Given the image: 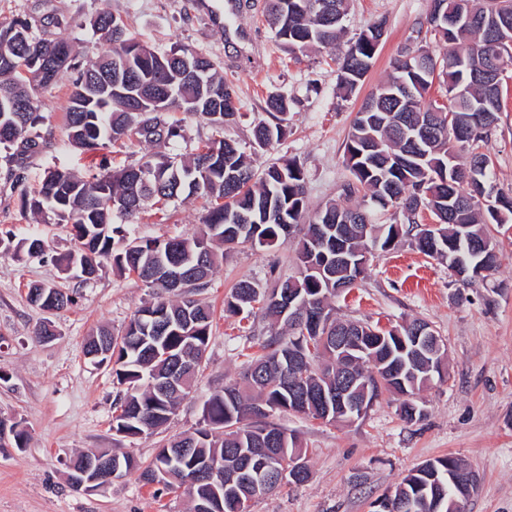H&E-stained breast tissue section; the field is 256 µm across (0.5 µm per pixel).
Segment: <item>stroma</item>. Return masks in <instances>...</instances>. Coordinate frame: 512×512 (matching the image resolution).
<instances>
[{"instance_id": "obj_1", "label": "stroma", "mask_w": 512, "mask_h": 512, "mask_svg": "<svg viewBox=\"0 0 512 512\" xmlns=\"http://www.w3.org/2000/svg\"><path fill=\"white\" fill-rule=\"evenodd\" d=\"M347 3L345 40H355L374 21L386 26L371 71L348 99L337 91L342 47L289 51L265 21L266 0H234L230 9L225 0H0V27L22 19L43 37L67 39L80 54L93 56L104 43L93 36L90 22L105 9L156 49L185 46L209 57L233 82L239 115L220 128L183 112L169 113V120L185 129L184 154L226 136L249 147L252 122L264 116L268 95L287 96V135L273 150L256 152L254 160L260 167L279 158L297 160L314 210L332 200L346 204L343 153L352 120L363 98L386 79L400 46L428 9V0ZM71 88L66 76L42 96L41 153L20 165L0 158V234L17 240L37 234L48 244L39 257L0 250V418L22 421L29 434L26 448L0 444V512H190L185 489L159 490L133 474L96 492L74 491L68 464L79 452L99 448L129 453L146 465L167 439L199 428L210 394L241 380V350L249 336L281 331L258 315L245 320L225 315V296L242 280L270 288L277 277L296 275L294 246L217 245L220 259L202 294L214 311L211 338L193 392L154 433L114 435L112 371L91 364L83 345L97 329L122 330L151 291L108 262L87 282L66 274L56 257L76 247L70 226L44 223L20 203L22 190L35 189L45 170L84 175L99 161L98 154L69 142L65 112ZM483 150L499 192L512 196V65L502 75V110ZM206 210L202 199L172 202L122 227L131 240L190 236L199 231ZM495 240L496 273L465 284L447 263L419 253L409 241L373 251L365 277L334 299L337 317L386 329L415 318L429 322L447 349L448 374L415 395L426 411L417 422L403 420L399 399L388 395L349 423L275 413L273 422L306 448L309 478L257 498L252 512H371L372 502L410 470L448 454L480 476L465 512H512V220ZM34 284L62 289L72 305L55 313L32 305L28 290ZM47 321L57 335L45 343L35 332Z\"/></svg>"}]
</instances>
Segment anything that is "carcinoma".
I'll list each match as a JSON object with an SVG mask.
<instances>
[{
	"label": "carcinoma",
	"instance_id": "cac0c4a2",
	"mask_svg": "<svg viewBox=\"0 0 512 512\" xmlns=\"http://www.w3.org/2000/svg\"><path fill=\"white\" fill-rule=\"evenodd\" d=\"M472 0H429L424 22L410 36L393 61L394 73L382 82L362 103L356 113L344 151V163L351 179L343 192L354 204L340 206L330 201L308 213L305 171L295 159L275 162L258 171L239 143L228 137L208 141L197 147L188 159L176 152L186 140L182 125L171 122L166 113L153 116L159 130L148 133V119L137 111L138 97L157 80L162 68L166 79L179 91L180 99L169 102L171 112H190L207 123L222 127L237 115L233 85L204 54L188 48L160 51L130 32L121 18L100 12L91 23L93 33L108 43L107 50L89 59L80 57L65 40H47L35 34L31 24L18 21L0 29V148L9 161L19 163L40 149L35 128L42 121L43 92L64 75L73 73V90L66 108V124L71 143L87 151L104 150L124 139L160 147L143 155L138 162L119 168L100 167V171L79 177L67 170L45 173L39 187L21 193L22 208L47 224H70L78 246L56 258L67 267L73 254L88 253L96 265L105 262L119 273L137 276L152 290L154 300L136 311L121 333L112 335V352L104 357L112 365L113 383L120 388L114 404L112 430L118 436L133 437L165 425L180 401L188 396L205 362L213 316L209 306L196 295L209 287L218 255L212 242L230 247L245 243L248 237L259 248H271L288 242L286 224L308 219L305 233L295 243L300 275L279 280L273 289L288 291L308 300L325 312L331 325H346L336 319L331 299L336 283L351 276L332 268L335 257L336 229H341L349 246L366 250L368 246L387 250L394 241L405 239L424 255L431 257V244L421 236L420 212L429 210L439 227L435 241L449 253L448 263L466 272L464 281L485 279L495 273L478 272L481 255L476 246L493 243L490 225L505 224L512 215V198L501 197L494 213L482 206L478 185L464 176L449 173L448 156L456 152L458 166H467L478 155L485 164L489 156L481 151L491 124L484 122L480 99L487 95L484 82L473 76L485 69L505 67L512 62V0H480L478 20L448 37V24L437 15L450 17L467 14ZM346 0H267V20L275 37L292 52L319 45L333 47L345 31ZM384 21H375L361 31L344 54L337 76L342 96L348 98L364 80L377 53L375 31ZM444 45L436 53L433 45ZM57 64L36 73L48 53ZM191 55L204 70L201 84L181 77L179 57ZM422 58L424 69L408 70L407 60ZM442 80L450 106L427 98L434 79ZM457 116L461 129L448 125V113ZM264 118L253 121V144L269 150L288 132V101L281 94L266 100ZM417 137L412 142L411 137ZM453 193L459 207L448 216ZM195 197L210 199L199 233L191 237L143 240L135 250L123 247L121 227L112 226V216L132 219L149 204ZM466 227L468 238L455 248L456 225ZM0 247L26 250L30 256L46 252L45 241L32 236L14 242L0 237ZM192 273L185 287L172 288L164 278V269ZM259 285L241 281L224 300V312L237 316L252 312L255 289ZM55 296L66 307L73 303L69 294L52 286H35L30 302ZM162 312L165 322L177 326L186 316L192 319L191 336L156 330L157 321L144 313ZM292 336H269L261 343V353L248 352L245 385L227 383L203 406V426L189 435L169 439L158 449L148 465L123 453L120 476L133 471L145 485L155 484L164 474L163 486H186L192 493V508L211 501L215 493L211 483L196 477L197 466L216 458L224 462V471L243 468L248 456H260L270 448H284L306 462L307 449L298 437L269 421L270 413L294 407L291 391L298 387L315 395L336 386L347 371L350 356L336 353L329 345L314 342L306 352L311 367L306 376L288 377V346ZM159 348L157 358L146 355L152 346ZM368 355L379 361H405L409 371L401 380L379 382L368 367L359 365V396H368L372 406L384 394L403 398L400 416L411 422L421 419L417 394L442 375L446 362L439 357L428 361L410 359L411 351H402L395 342H387L373 333L361 341ZM185 448L186 454L170 464L167 452ZM442 492L443 512H454L448 481V458L429 460L410 471L395 495L421 503L417 512H432L435 494ZM241 497H224L220 512H244Z\"/></svg>",
	"mask_w": 512,
	"mask_h": 512
}]
</instances>
